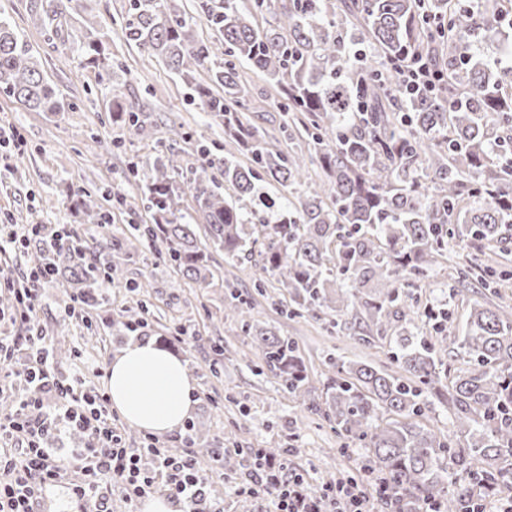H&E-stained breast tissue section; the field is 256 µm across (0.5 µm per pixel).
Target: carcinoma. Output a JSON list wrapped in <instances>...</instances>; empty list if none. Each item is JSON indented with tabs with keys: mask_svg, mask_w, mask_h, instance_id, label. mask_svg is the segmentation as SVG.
<instances>
[{
	"mask_svg": "<svg viewBox=\"0 0 512 512\" xmlns=\"http://www.w3.org/2000/svg\"><path fill=\"white\" fill-rule=\"evenodd\" d=\"M30 0L34 24L58 34L54 21L69 14L72 0ZM503 0H196V11L214 34L196 38L195 22L178 14L172 0H130L120 22L123 39L161 60L190 90V101L224 124L219 157L198 143L203 166L189 173L179 154L165 149L144 168L128 162L127 178L140 179L150 223L136 236L186 279L209 285L208 253L195 225L181 224L185 203L202 219L209 246L232 266L252 261L257 238L265 279L288 295L294 314H322L340 330L344 316L366 317L387 335L391 316L400 326L393 359L406 377L366 362L330 357L333 375L316 399L306 369L286 336L251 320V306L225 283L227 314L238 319L260 351L264 366L298 405L323 412L343 439L368 450L364 472L388 482L384 505L398 512H464L470 477L486 494L512 485V314L473 303L466 324L445 312L425 314L436 340H412L400 278L419 280L446 257L448 240L494 244L512 229V68L502 69L474 51V39L499 40L512 17ZM100 22L83 21L68 50L85 67L110 75L118 62L107 52ZM420 58L443 73L432 91L406 90L393 63ZM262 73L277 92L288 121L278 134L248 121L249 84L237 64ZM0 92L39 112H64L63 95L43 77L32 49L0 18ZM112 120L143 136L138 100H111ZM291 141L299 151L281 149ZM294 193L271 215L244 204L263 200V177ZM71 205L100 226L109 216L84 191ZM125 239L103 246L69 232L59 244L36 249L34 265L80 282L94 306L120 288L114 258ZM76 263L60 269L58 258ZM376 278L382 287L366 294ZM499 288L512 271L476 266L464 273ZM468 355L475 368L448 365V349ZM446 398L453 418L448 433L423 423L428 398Z\"/></svg>",
	"mask_w": 512,
	"mask_h": 512,
	"instance_id": "obj_1",
	"label": "carcinoma"
}]
</instances>
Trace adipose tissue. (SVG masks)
I'll return each instance as SVG.
<instances>
[{"mask_svg": "<svg viewBox=\"0 0 512 512\" xmlns=\"http://www.w3.org/2000/svg\"><path fill=\"white\" fill-rule=\"evenodd\" d=\"M115 409L152 433L175 431L191 409V380L182 361L152 343H136L112 361L106 379Z\"/></svg>", "mask_w": 512, "mask_h": 512, "instance_id": "adipose-tissue-1", "label": "adipose tissue"}]
</instances>
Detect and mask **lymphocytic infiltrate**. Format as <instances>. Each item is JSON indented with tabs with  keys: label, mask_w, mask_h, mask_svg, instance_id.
<instances>
[{
	"label": "lymphocytic infiltrate",
	"mask_w": 512,
	"mask_h": 512,
	"mask_svg": "<svg viewBox=\"0 0 512 512\" xmlns=\"http://www.w3.org/2000/svg\"><path fill=\"white\" fill-rule=\"evenodd\" d=\"M50 272L30 270L15 290L16 303L0 309V321L21 326L22 335L0 336V360L14 367L0 371V385L27 387L12 408L0 413V512H36L45 487L62 484L72 508L112 512L110 493L121 489L128 504L163 489L178 512H222L207 483L198 476L196 456L157 447L144 438L129 448L112 423L105 394L84 380L59 379L40 331L32 326ZM79 431L86 446L74 466L62 462L54 448L61 427ZM244 492L275 502L277 512H375L381 498L362 488L323 484L311 489L305 475L290 469L281 454L260 448Z\"/></svg>",
	"instance_id": "1"
}]
</instances>
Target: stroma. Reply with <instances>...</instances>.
Instances as JSON below:
<instances>
[{
    "label": "stroma",
    "instance_id": "obj_1",
    "mask_svg": "<svg viewBox=\"0 0 512 512\" xmlns=\"http://www.w3.org/2000/svg\"><path fill=\"white\" fill-rule=\"evenodd\" d=\"M128 8L129 0H74L72 5V22L92 14L108 26V44L121 66L115 69L112 89L107 92L94 69L78 65L69 50L49 41L43 28L32 24L29 0H0V13L32 46L43 75L70 104L63 112H38L0 93V125L16 129L25 142L20 158L10 147H0V225L8 219L20 228L50 224L103 243L121 236L129 225L149 220L137 185L125 182L128 157L147 160L161 143L175 147L188 165L198 166L196 139L201 132L212 153L223 154V126L190 104L185 86L161 61L122 39L115 21L125 16ZM114 92L136 95L146 110L150 136H133L113 126L108 105ZM114 140L122 142V150H108V143ZM116 185L125 186L130 207L117 210L106 200V190ZM80 188L90 191L109 212L107 227L91 224L71 209L68 195ZM36 247V239L30 238L0 253V299L9 295L11 283L28 273ZM448 251L451 264L435 267L412 288L418 307L445 311L458 326L465 323L474 302L512 308V288L497 293L475 284L462 293H452L451 285L457 283L476 246L452 244ZM121 263L127 281L151 278L148 294L113 290L108 305L82 307L77 318L65 317L63 309L71 297L79 296L80 285L56 280L44 284L35 326L53 350V367L60 379H69L79 370L87 385L105 389L113 359L143 337L181 358L194 383V409L188 420L196 424L202 437L189 441L186 426H182L158 437L157 445L192 453L207 446L225 449L223 476H216L210 460L199 462V475L211 486L224 512L274 510L271 501L238 491L241 479L252 468L249 451L253 448L275 451L290 444L297 446V453L288 458L289 465L308 475L316 486L358 475L364 449L353 447L340 453L341 441L332 425L322 415L296 406L263 369L250 336L235 318L224 313L225 281L237 282L240 291H252L256 267H234L225 263L223 253H213L214 277L208 287L198 288L186 284L164 255L145 243L127 245ZM266 288V296L257 297L254 303L252 318L296 341L315 386L325 382V360L332 354L398 374L391 358L394 337L375 336L373 328L360 319L338 333L325 319L282 314L272 303L278 294L277 282L267 280ZM137 307L143 310V324L132 331L127 323L131 309ZM370 335L374 344L362 345L361 337Z\"/></svg>",
    "mask_w": 512,
    "mask_h": 512
}]
</instances>
